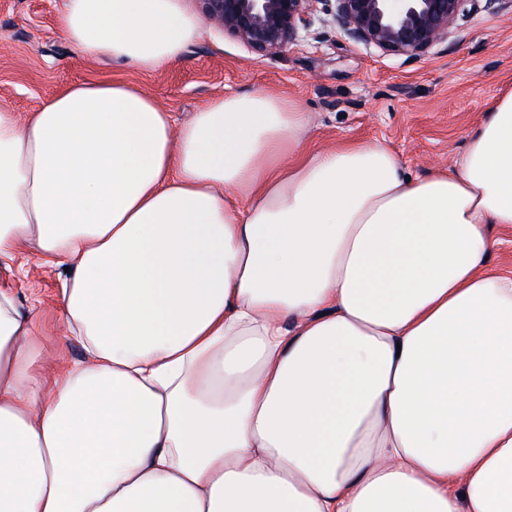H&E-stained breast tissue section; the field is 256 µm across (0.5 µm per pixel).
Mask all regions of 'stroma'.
<instances>
[{"mask_svg": "<svg viewBox=\"0 0 512 512\" xmlns=\"http://www.w3.org/2000/svg\"><path fill=\"white\" fill-rule=\"evenodd\" d=\"M65 3L0 0V105L20 119L72 86L96 82L140 88L182 121L230 92H271L311 112V148L347 139L382 140L400 155L409 174L419 176L451 164L468 130L502 92L512 90L508 10L460 18L447 44L418 61L353 43L319 21L280 55L263 57L207 24L178 62L142 71L74 48L60 29ZM20 260L17 266L0 265V282L47 320L46 356L80 359V345L60 338L62 270L40 266L26 252Z\"/></svg>", "mask_w": 512, "mask_h": 512, "instance_id": "stroma-1", "label": "stroma"}]
</instances>
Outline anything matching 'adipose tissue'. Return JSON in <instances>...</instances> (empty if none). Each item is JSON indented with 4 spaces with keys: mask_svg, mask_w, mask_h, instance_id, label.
<instances>
[{
    "mask_svg": "<svg viewBox=\"0 0 512 512\" xmlns=\"http://www.w3.org/2000/svg\"><path fill=\"white\" fill-rule=\"evenodd\" d=\"M62 32L155 71L183 0H67ZM284 95L185 122L122 82L0 106V263L64 269L84 357L49 369L0 285V512H512V91L455 165L310 151Z\"/></svg>",
    "mask_w": 512,
    "mask_h": 512,
    "instance_id": "obj_1",
    "label": "adipose tissue"
}]
</instances>
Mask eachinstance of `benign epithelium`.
<instances>
[{
  "instance_id": "7a95c632",
  "label": "benign epithelium",
  "mask_w": 512,
  "mask_h": 512,
  "mask_svg": "<svg viewBox=\"0 0 512 512\" xmlns=\"http://www.w3.org/2000/svg\"><path fill=\"white\" fill-rule=\"evenodd\" d=\"M203 18L253 52L274 57L319 14L350 41L420 60L448 42L458 19L512 0H197Z\"/></svg>"
}]
</instances>
